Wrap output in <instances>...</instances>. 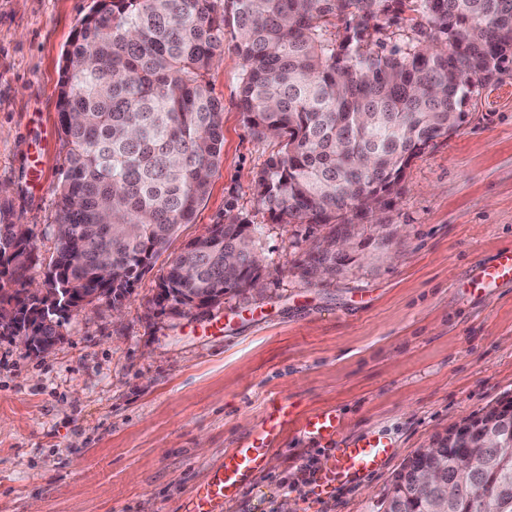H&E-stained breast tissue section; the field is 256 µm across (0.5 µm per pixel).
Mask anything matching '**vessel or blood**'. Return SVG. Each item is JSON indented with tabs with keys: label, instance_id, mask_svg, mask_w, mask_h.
I'll return each mask as SVG.
<instances>
[{
	"label": "vessel or blood",
	"instance_id": "obj_1",
	"mask_svg": "<svg viewBox=\"0 0 512 512\" xmlns=\"http://www.w3.org/2000/svg\"><path fill=\"white\" fill-rule=\"evenodd\" d=\"M512 280V248L502 249L493 263L480 266L473 280L482 288ZM324 440H336L337 445L316 480L320 492L377 471L390 457L391 447L383 436L361 440H340V416L336 410L323 409L302 414L283 401L272 402L259 430L238 448L224 456L223 463L213 469L189 497L185 512H222L226 503L236 500L263 468L269 449L287 429Z\"/></svg>",
	"mask_w": 512,
	"mask_h": 512
}]
</instances>
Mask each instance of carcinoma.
<instances>
[{
	"mask_svg": "<svg viewBox=\"0 0 512 512\" xmlns=\"http://www.w3.org/2000/svg\"><path fill=\"white\" fill-rule=\"evenodd\" d=\"M397 5L401 26L377 16ZM345 19L339 28L330 18ZM432 25L425 32L419 19ZM242 60L239 108L280 150L255 181L258 203L294 224L343 229L311 256L307 272L339 271L344 226L375 211L409 162L448 136L482 81L512 60V0H100L64 51L59 131L67 151L57 190L56 253L42 286L27 287L29 230L0 208V303L35 309L30 324L60 337L73 299L130 291L205 201L224 145L223 105L206 75L224 38ZM256 228L217 224L169 262L158 303L197 298L213 307L261 280ZM482 442L472 474L483 495L450 498L397 475L389 512H512V404ZM429 461L453 476L443 448Z\"/></svg>",
	"mask_w": 512,
	"mask_h": 512,
	"instance_id": "obj_1",
	"label": "carcinoma"
}]
</instances>
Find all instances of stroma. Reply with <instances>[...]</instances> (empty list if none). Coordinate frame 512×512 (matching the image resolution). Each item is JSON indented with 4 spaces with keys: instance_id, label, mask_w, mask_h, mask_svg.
<instances>
[{
    "instance_id": "obj_1",
    "label": "stroma",
    "mask_w": 512,
    "mask_h": 512,
    "mask_svg": "<svg viewBox=\"0 0 512 512\" xmlns=\"http://www.w3.org/2000/svg\"><path fill=\"white\" fill-rule=\"evenodd\" d=\"M92 5L0 0V203L30 232L37 284L56 248L62 54ZM240 71L224 43L207 75L224 107L221 161L169 250L214 224L257 225L260 291L160 310L163 255L120 312L104 299L71 313L47 353L0 336V512H183L275 400L336 409L345 437L382 435L392 454L320 495L332 442L287 431L223 512H376L418 449L512 399V283L468 287L512 246V63L411 161L391 202L358 221L343 270L324 275L304 268L335 225L278 222L257 202L254 180L280 145L246 125Z\"/></svg>"
}]
</instances>
